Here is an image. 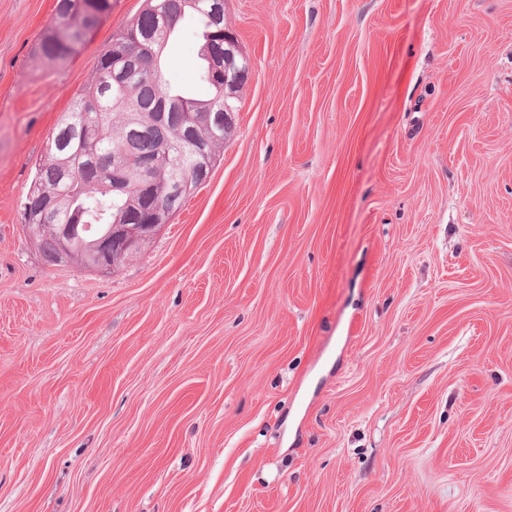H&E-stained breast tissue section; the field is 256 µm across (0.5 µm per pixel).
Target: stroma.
I'll use <instances>...</instances> for the list:
<instances>
[{
    "label": "stroma",
    "instance_id": "35a3bbf8",
    "mask_svg": "<svg viewBox=\"0 0 512 512\" xmlns=\"http://www.w3.org/2000/svg\"><path fill=\"white\" fill-rule=\"evenodd\" d=\"M55 6L0 0V512H512V0H224L234 128L111 273L22 206L145 0L47 62Z\"/></svg>",
    "mask_w": 512,
    "mask_h": 512
}]
</instances>
